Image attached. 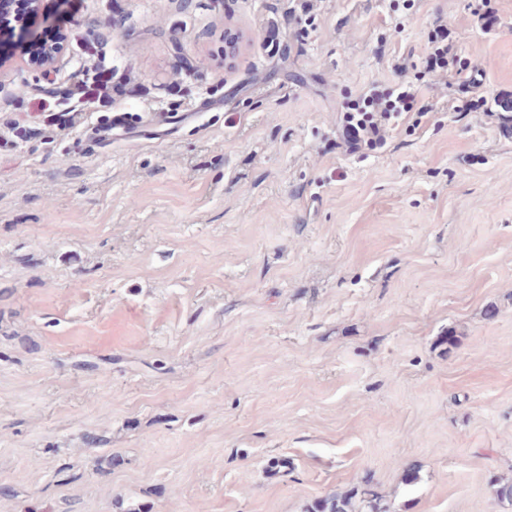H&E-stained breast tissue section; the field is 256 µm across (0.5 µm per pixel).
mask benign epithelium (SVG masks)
I'll return each instance as SVG.
<instances>
[{
	"instance_id": "7a95c632",
	"label": "benign epithelium",
	"mask_w": 512,
	"mask_h": 512,
	"mask_svg": "<svg viewBox=\"0 0 512 512\" xmlns=\"http://www.w3.org/2000/svg\"><path fill=\"white\" fill-rule=\"evenodd\" d=\"M67 0H0V68L19 63L56 69L64 32L58 24ZM12 17L19 31L4 23Z\"/></svg>"
}]
</instances>
